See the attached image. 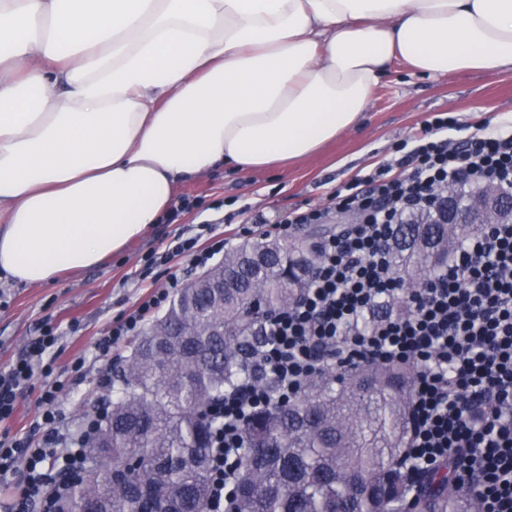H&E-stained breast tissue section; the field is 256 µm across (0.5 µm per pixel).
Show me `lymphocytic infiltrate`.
<instances>
[{"mask_svg": "<svg viewBox=\"0 0 512 512\" xmlns=\"http://www.w3.org/2000/svg\"><path fill=\"white\" fill-rule=\"evenodd\" d=\"M454 118L436 115L400 145V155L374 172L331 191L322 208L293 211L286 220L252 221L267 236L285 238L295 226L326 224L349 215L354 227L320 243L317 270L300 299L279 314L274 342L257 362L276 379L277 395L247 377L216 403L210 512H224L242 454V428L257 410L287 403L329 359L338 364L412 361L419 365L413 401L415 425L409 467L415 471L454 461L459 488L475 491L480 512H512V223L491 224L465 242L447 271L421 288H404L390 265L396 224L429 208L430 198L473 185L478 178L512 189V133L479 125L463 139L449 137ZM175 235L148 266L184 256L206 268L224 257L229 239ZM407 299L402 318L359 330L361 317L389 299ZM170 299L153 290L132 312L113 322L95 345L108 355ZM55 325L42 324L9 367L0 369V423L19 399L39 388V411L23 437L0 436V481L16 480L14 494L0 497V512L30 508L66 486L63 472L81 467L93 437L90 424L70 433L60 399L71 379L53 375Z\"/></svg>", "mask_w": 512, "mask_h": 512, "instance_id": "f902f5d3", "label": "lymphocytic infiltrate"}]
</instances>
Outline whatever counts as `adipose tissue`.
Wrapping results in <instances>:
<instances>
[{"instance_id":"adipose-tissue-1","label":"adipose tissue","mask_w":512,"mask_h":512,"mask_svg":"<svg viewBox=\"0 0 512 512\" xmlns=\"http://www.w3.org/2000/svg\"><path fill=\"white\" fill-rule=\"evenodd\" d=\"M396 62L512 71V0H0V280L98 266L192 177L317 153Z\"/></svg>"}]
</instances>
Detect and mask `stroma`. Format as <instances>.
Listing matches in <instances>:
<instances>
[{"instance_id": "stroma-1", "label": "stroma", "mask_w": 512, "mask_h": 512, "mask_svg": "<svg viewBox=\"0 0 512 512\" xmlns=\"http://www.w3.org/2000/svg\"><path fill=\"white\" fill-rule=\"evenodd\" d=\"M439 112L457 119L458 139L480 123L512 128V72L423 76L393 64L381 76L361 127L320 152L285 170L272 167L245 175L227 166L193 177L179 185L177 194L199 200V207L154 225L103 264L39 287L1 280L0 368L17 358L41 324L59 325L55 373L65 372L79 357L91 365L86 378L62 400L67 424L78 426L103 395L92 368L99 338L113 321L134 309L148 289L182 285L200 274L188 258L178 257L170 267H155L148 281H138L148 254L162 250L179 232L196 233L201 224L227 231L250 215L284 217L299 208L321 206L329 192L393 158L395 144L420 132Z\"/></svg>"}]
</instances>
